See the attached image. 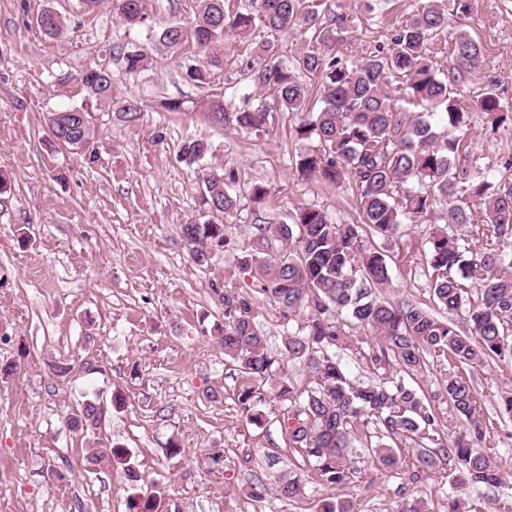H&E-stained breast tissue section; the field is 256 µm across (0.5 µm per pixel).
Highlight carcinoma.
Instances as JSON below:
<instances>
[{
    "instance_id": "carcinoma-1",
    "label": "carcinoma",
    "mask_w": 512,
    "mask_h": 512,
    "mask_svg": "<svg viewBox=\"0 0 512 512\" xmlns=\"http://www.w3.org/2000/svg\"><path fill=\"white\" fill-rule=\"evenodd\" d=\"M115 9L130 27L147 20L145 0H115ZM342 21L323 20L305 0H252L250 9L234 14L226 13L224 0H198L190 26L171 22L158 37L168 49L194 48L182 58V67L198 84L207 83L210 68L223 64L226 33L246 43L256 57L247 78L255 90L273 94L274 104L248 97L226 112L224 101L214 98L212 119L261 131L275 112L297 116V137L315 142L296 155L298 176L348 184L360 210L361 223L337 224L325 211L302 206L292 223L260 229L288 249L244 258L256 293L289 322L305 315L287 330L279 354L268 349L252 300L230 291L224 293V327L216 328L214 340L243 378L238 402L254 425L264 423L257 405L263 401L261 388L269 385L288 447L329 489L315 512H355L350 488L371 483L375 473L398 471L408 474L414 488L400 496L392 512H429L427 499L415 490L429 478L449 483L448 512H461L458 492L473 485L494 490L512 475L490 443L473 383L475 371L490 362L512 361V182L490 183L461 163L470 112L428 49L448 23L445 0H429L395 27L387 45L360 59L336 50ZM37 23L49 37L62 31L61 18L51 10ZM296 27L310 32L312 46L288 65L280 59L278 40ZM451 51L460 78L482 62L481 43L467 33L456 38ZM122 59L130 73L149 62L138 49L123 52ZM305 75L317 79L316 108L308 106ZM73 78L89 99L109 104L118 121L141 119L137 100H114L112 73L106 68L88 67L74 77L63 73L58 82ZM495 90L491 79L476 104L494 132L512 125V112ZM437 111L439 127L428 120ZM46 124L76 150L86 148L95 133L92 113L83 106L54 111ZM209 150L206 141L188 137L178 159L198 164ZM233 183L231 171L203 182L201 207L208 219L181 227L189 255L200 265L208 262L210 250L226 243L224 224L214 219L237 209ZM439 197L456 200L448 223L477 228L472 240L435 228L425 241L430 299L448 312L442 320L412 299L381 297L391 283V257L369 241L371 236L395 237L406 220H429ZM462 312L464 328L454 319ZM358 329L376 335V346L367 353ZM352 349L362 352L374 380L349 375L341 354ZM291 362L306 365V384L288 372ZM429 375L430 392L421 386ZM442 402L461 427L447 425ZM70 416V428L83 432L99 429L102 422L100 405L92 399L79 402ZM86 461L122 468L133 490L127 497L129 512L170 510L161 492H140L143 476L126 449L104 444ZM272 491L278 499L302 501L308 496L307 481L290 472ZM272 491L259 481L249 495L262 500Z\"/></svg>"
}]
</instances>
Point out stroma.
<instances>
[{"instance_id":"obj_1","label":"stroma","mask_w":512,"mask_h":512,"mask_svg":"<svg viewBox=\"0 0 512 512\" xmlns=\"http://www.w3.org/2000/svg\"><path fill=\"white\" fill-rule=\"evenodd\" d=\"M325 16L344 15L345 55L360 57L388 42L394 26L428 0H318ZM196 0H146L149 22L128 28L112 0H0V172L10 178L0 212V363L20 360L9 383H0V512H127L122 470L85 461L88 440L66 418L83 396L106 405L98 437L127 448L146 481L158 482L180 512H312L327 495L318 481L305 502L252 499L251 483L274 484L298 461L276 418L251 425L237 402L239 371L209 335L224 321V291L255 293L242 257L258 247L261 226L287 221L294 209L313 205L341 224L357 223L349 186L299 179L291 163L302 149L287 116L275 114L266 131L246 133L211 122L212 94L226 110L254 88L246 77L251 57L236 37H226L224 64L208 85L187 80L175 55L158 41L168 23L191 24ZM56 11L63 33L44 35L36 18ZM483 46L480 67L455 83L460 104L473 110L488 77L512 106V0H474L469 15L451 16L431 46L452 74L450 46L460 33ZM136 47L148 67L130 74L119 47ZM103 66L116 98L138 99L141 119L116 121L103 104L91 109L96 134L88 150H50L46 113L78 106L77 82L57 84L59 71ZM179 98L180 112L159 102ZM212 146L205 164L234 171L239 199L227 220V246L200 265L189 256L180 227L203 219L201 181L180 162L181 141ZM465 164L491 181L512 180L498 165L512 154V126L487 132L475 114L465 137ZM264 184L263 203L251 189ZM428 225L409 224L386 245L392 257L387 297L430 300L421 257ZM413 249L414 262L401 254ZM94 356L97 370L81 364ZM74 366L65 378L52 363ZM512 367L493 364L475 376L492 429L495 402ZM125 400L111 406L113 395ZM181 455L169 457L170 443ZM406 475L376 477L353 488L358 512H390Z\"/></svg>"}]
</instances>
